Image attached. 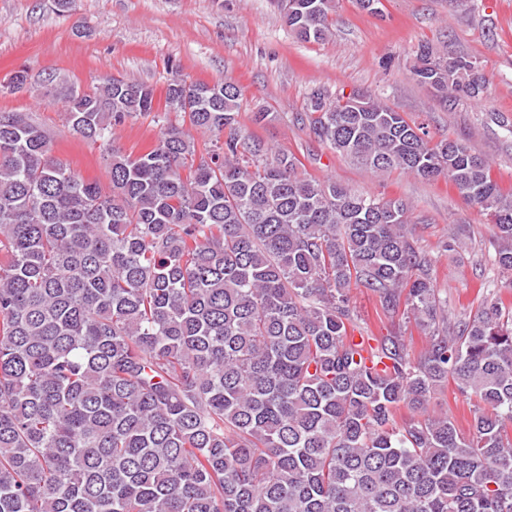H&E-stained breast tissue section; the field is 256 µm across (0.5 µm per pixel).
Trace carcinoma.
<instances>
[{"label": "carcinoma", "mask_w": 512, "mask_h": 512, "mask_svg": "<svg viewBox=\"0 0 512 512\" xmlns=\"http://www.w3.org/2000/svg\"><path fill=\"white\" fill-rule=\"evenodd\" d=\"M336 0H294L301 41ZM412 77L452 106L487 90L477 62L426 46ZM148 85L71 91L66 126L109 147L111 193L0 113V512H512V308L448 325L408 206L332 180L241 134L232 82L165 88L155 145L111 147L154 111ZM314 138L377 175L448 179L490 216L512 272V194L461 138L370 95L308 101ZM430 330L353 340L351 288ZM472 433L429 415L448 381ZM411 413L398 423L401 408Z\"/></svg>", "instance_id": "cac0c4a2"}]
</instances>
